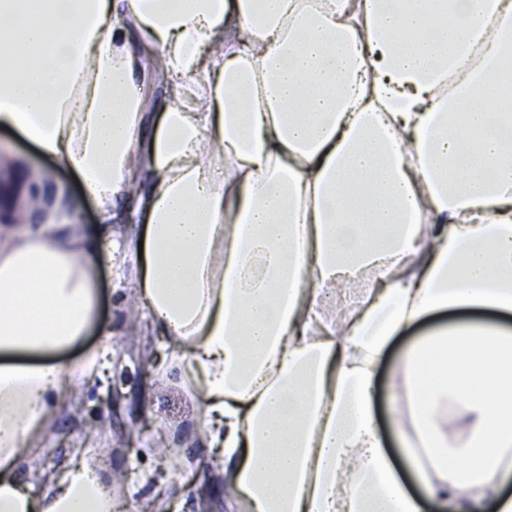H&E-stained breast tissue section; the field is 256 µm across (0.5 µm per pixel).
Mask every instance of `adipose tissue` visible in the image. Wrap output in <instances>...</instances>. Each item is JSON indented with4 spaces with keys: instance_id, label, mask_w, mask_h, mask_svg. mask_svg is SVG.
I'll use <instances>...</instances> for the list:
<instances>
[{
    "instance_id": "adipose-tissue-1",
    "label": "adipose tissue",
    "mask_w": 512,
    "mask_h": 512,
    "mask_svg": "<svg viewBox=\"0 0 512 512\" xmlns=\"http://www.w3.org/2000/svg\"><path fill=\"white\" fill-rule=\"evenodd\" d=\"M511 78L512 0H0V128L142 224L0 225V512H119L18 469L130 265L238 512H512Z\"/></svg>"
}]
</instances>
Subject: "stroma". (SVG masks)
<instances>
[{
  "instance_id": "stroma-1",
  "label": "stroma",
  "mask_w": 512,
  "mask_h": 512,
  "mask_svg": "<svg viewBox=\"0 0 512 512\" xmlns=\"http://www.w3.org/2000/svg\"><path fill=\"white\" fill-rule=\"evenodd\" d=\"M0 142L8 146L12 167L37 170L76 200L65 222L100 224L93 202L68 170L15 131L0 128ZM100 288L101 319L112 328L119 362L107 385L82 389L62 403L56 423L22 465L23 476L43 477L94 448L103 472L118 476L112 489L128 512H138L149 498L157 512H229L227 493L215 481L217 462L202 438L194 392L168 368L163 337L152 332L148 311L131 306L128 289L115 287L109 272H102Z\"/></svg>"
}]
</instances>
